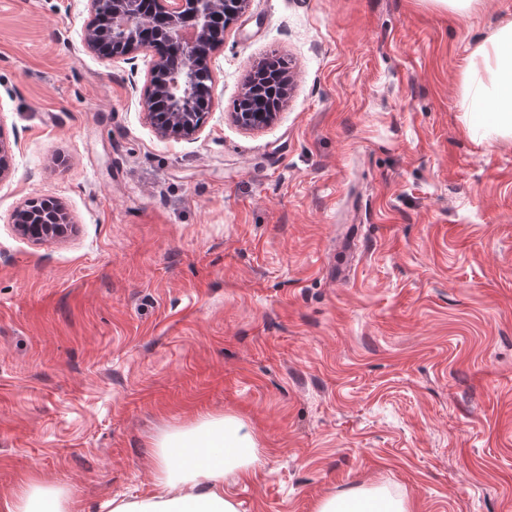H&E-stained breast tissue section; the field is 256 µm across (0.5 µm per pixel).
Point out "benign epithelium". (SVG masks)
Returning <instances> with one entry per match:
<instances>
[{"instance_id":"benign-epithelium-1","label":"benign epithelium","mask_w":512,"mask_h":512,"mask_svg":"<svg viewBox=\"0 0 512 512\" xmlns=\"http://www.w3.org/2000/svg\"><path fill=\"white\" fill-rule=\"evenodd\" d=\"M138 3L139 0H87L89 19L82 34L84 47L108 60L142 50L138 45L142 32ZM248 3L249 0H168L167 25L158 32L165 45L164 54L156 59L153 68L165 75V81L158 84L157 96L170 99L171 112L161 120L149 104L143 106L159 137L167 138L177 131L190 138L199 132L200 127L193 124L192 91L205 86L210 94L209 107H214L217 101L211 52L204 51L210 17L223 11L231 21ZM244 84L247 97L269 98L279 103L289 96L292 78L276 75L271 79H254L249 73ZM230 117L245 130H257L271 125L278 113L232 112ZM44 209L39 223L29 224L19 218L15 230L34 241L63 239L72 233L73 225L67 223L58 201L45 199Z\"/></svg>"}]
</instances>
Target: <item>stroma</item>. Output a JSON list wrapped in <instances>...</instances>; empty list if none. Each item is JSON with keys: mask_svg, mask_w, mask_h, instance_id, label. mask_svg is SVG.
<instances>
[{"mask_svg": "<svg viewBox=\"0 0 512 512\" xmlns=\"http://www.w3.org/2000/svg\"><path fill=\"white\" fill-rule=\"evenodd\" d=\"M88 18L0 0V491L149 493L155 438L225 413L262 451L224 480L238 512L372 487L512 512V138L464 97L512 0H250L189 139L145 117L151 52H89ZM271 55L288 105L242 129ZM38 197L74 234L16 232Z\"/></svg>", "mask_w": 512, "mask_h": 512, "instance_id": "35a3bbf8", "label": "stroma"}]
</instances>
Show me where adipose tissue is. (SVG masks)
Segmentation results:
<instances>
[{
	"mask_svg": "<svg viewBox=\"0 0 512 512\" xmlns=\"http://www.w3.org/2000/svg\"><path fill=\"white\" fill-rule=\"evenodd\" d=\"M483 70L467 88L487 135L512 134V23L499 28L474 52ZM260 451L236 416L201 415L164 433L154 445L153 493L107 501L109 512H237L224 494V477L250 473ZM62 489L25 479L0 493V512H74ZM315 512H408L403 500L380 488H360L322 499Z\"/></svg>",
	"mask_w": 512,
	"mask_h": 512,
	"instance_id": "ef3b65f1",
	"label": "adipose tissue"
}]
</instances>
